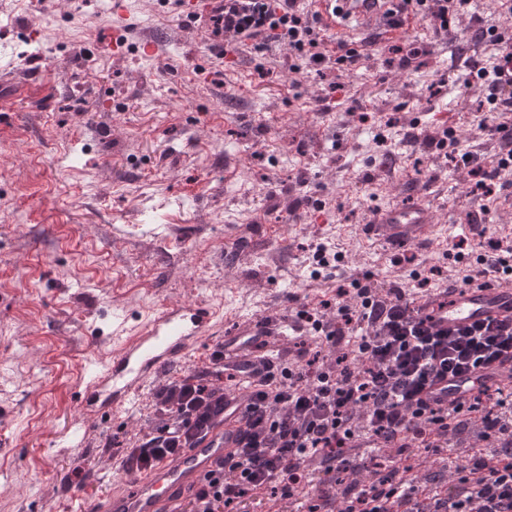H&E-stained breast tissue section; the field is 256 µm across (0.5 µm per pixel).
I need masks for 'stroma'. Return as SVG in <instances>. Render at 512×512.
Here are the masks:
<instances>
[{
	"label": "stroma",
	"mask_w": 512,
	"mask_h": 512,
	"mask_svg": "<svg viewBox=\"0 0 512 512\" xmlns=\"http://www.w3.org/2000/svg\"><path fill=\"white\" fill-rule=\"evenodd\" d=\"M112 0H0V512L105 507L120 479L112 460L155 427L150 383L123 421L94 422L77 393L112 357L113 325L133 330L164 305L207 304L222 330L168 368L196 369L243 316L335 301L367 276L406 286L395 254L362 224L388 203L421 197L439 225L412 246L446 286L462 225L512 234L502 194L467 192L456 156L494 162L496 139L474 127L481 92L456 104L438 75L494 52L477 40L497 0H470L446 31L409 19L400 68L389 45L347 76L290 73L285 48L212 51L176 0H137L130 43L153 35L158 59L113 54ZM459 134L443 149L410 128ZM341 254L314 281L312 244ZM95 469L78 490L79 459Z\"/></svg>",
	"instance_id": "35a3bbf8"
}]
</instances>
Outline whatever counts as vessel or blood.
<instances>
[{
	"label": "vessel or blood",
	"instance_id": "b4317fda",
	"mask_svg": "<svg viewBox=\"0 0 512 512\" xmlns=\"http://www.w3.org/2000/svg\"><path fill=\"white\" fill-rule=\"evenodd\" d=\"M398 0H311L322 25L329 32L352 36L354 28L365 32L397 33L392 28L390 10ZM132 13L130 0H113V49L125 52V22ZM435 219L419 199L380 208L369 224L365 237L392 250H400L430 237ZM417 309L430 318L433 331L450 329L487 319L512 318V281L489 277L449 291L436 290L417 301ZM218 313L214 308L189 302L162 307L141 331L120 339L111 359L87 378L80 396L85 414L96 420L117 419L147 382L166 368L183 362L190 351L214 333ZM295 320H284L279 313L239 319L224 336V365L234 374V385L224 389V419L192 447L165 458L152 470L128 473L121 458H114L113 469L122 479L121 491L114 493L104 512H182L184 500L225 455L239 446L247 405L246 377L241 366L264 368L278 363L290 342L298 336ZM265 344L269 358H260L258 344ZM469 384L435 382L426 397L441 406L454 407L471 395Z\"/></svg>",
	"mask_w": 512,
	"mask_h": 512
}]
</instances>
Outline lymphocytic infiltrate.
Here are the masks:
<instances>
[{"mask_svg": "<svg viewBox=\"0 0 512 512\" xmlns=\"http://www.w3.org/2000/svg\"><path fill=\"white\" fill-rule=\"evenodd\" d=\"M467 0H400L393 25L408 16L456 22ZM206 25L223 39L221 54L247 46L263 52L271 44L288 48L306 67L334 60L353 69L361 50L329 43L314 14L298 0H220ZM499 67L473 64L464 88H481L489 105L481 133L499 138L495 165L460 163L474 190L490 193L503 171L512 170V39L498 25L481 31ZM502 239L480 237L469 252L463 283L491 274L512 278ZM474 264H467V254ZM411 271L410 288L372 287L353 282L338 287L334 307L302 309L315 353L298 349L265 373L253 389L241 448L224 458L221 473L206 478L190 495L191 512H241L245 496L271 490L296 504V512H512V413L503 388H489L497 365L512 363V319L489 320L443 333L430 329L412 303L430 280ZM470 381L479 389L461 405L442 409L423 399L435 380ZM224 353L166 381L155 394L157 427L139 437L124 457L126 470H145L176 454L211 429L224 410ZM457 449L452 479L421 483L425 460Z\"/></svg>", "mask_w": 512, "mask_h": 512, "instance_id": "obj_1", "label": "lymphocytic infiltrate"}]
</instances>
